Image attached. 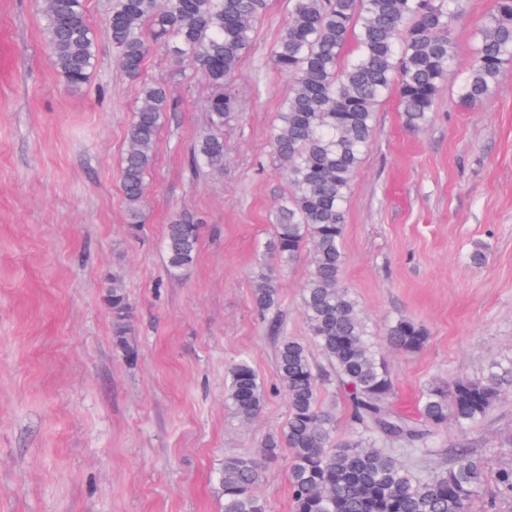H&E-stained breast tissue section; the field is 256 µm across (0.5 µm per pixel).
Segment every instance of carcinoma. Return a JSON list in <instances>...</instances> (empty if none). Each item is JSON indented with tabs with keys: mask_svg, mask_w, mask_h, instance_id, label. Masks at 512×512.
<instances>
[{
	"mask_svg": "<svg viewBox=\"0 0 512 512\" xmlns=\"http://www.w3.org/2000/svg\"><path fill=\"white\" fill-rule=\"evenodd\" d=\"M45 20L49 64L77 88L97 60L96 40L85 0H36ZM467 0H290L287 25L271 54L292 88L277 113L272 161L288 178L268 244L277 261L291 265L307 256L311 272L301 294L310 343L283 335L277 276L261 263L253 274V305L278 338L275 366L288 399L283 428L264 442V456L291 449L288 483L294 512H471L482 498L485 465L464 442L453 444L448 466L416 474L401 460L437 447L436 433L448 421L461 430L483 420L512 390V359L492 362L478 377L461 376L450 386L430 382L419 418L390 405L391 374L376 350L355 295L341 284L346 256V205L355 175L375 136V107L392 91L408 128L425 126L455 61L453 30ZM503 0H491L472 28L474 62L457 87L459 103L472 107L492 95L504 66L512 62V15ZM265 0H114L106 19L118 62L127 77L140 78L149 43L160 44L208 80L204 110L209 133L191 150V166L224 165V124L237 103L231 88L239 62L250 52ZM174 109L160 80L140 84L139 105L126 134L122 188L130 231L139 230L158 130ZM200 218L175 214L165 228L170 276L196 260ZM117 346L136 357L129 341L132 305L124 288L107 296ZM387 344L415 353L427 340L419 322H390ZM334 386L346 397L349 435L336 439L337 421L319 404L320 390ZM226 403L243 423L253 421L264 391L250 360L227 369ZM262 462L251 456L224 458L220 485L224 512H266L256 495Z\"/></svg>",
	"mask_w": 512,
	"mask_h": 512,
	"instance_id": "cac0c4a2",
	"label": "carcinoma"
}]
</instances>
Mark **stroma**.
<instances>
[{
    "instance_id": "stroma-1",
    "label": "stroma",
    "mask_w": 512,
    "mask_h": 512,
    "mask_svg": "<svg viewBox=\"0 0 512 512\" xmlns=\"http://www.w3.org/2000/svg\"><path fill=\"white\" fill-rule=\"evenodd\" d=\"M85 3L97 63L71 88L49 64L35 0H0V512H223L225 457H262L288 414L251 276L288 192L270 154L291 88L271 61L289 2L266 0L238 66L221 172L188 164L207 132V80L163 50L148 55L143 76L164 82L175 109L157 137L135 236L119 163L138 84L116 62L112 0ZM489 6L469 0L455 25L456 61L427 126L405 125L396 94L376 106L347 204L341 282L390 369L393 409L410 418L426 383L512 358V63L477 107L455 94L473 61L471 24ZM181 211L204 224L196 261L172 278L162 237ZM308 275L304 260L278 275L285 333L300 339ZM116 284L133 308L132 362L113 342L106 297ZM400 317L427 329L419 352L385 345L386 324ZM242 356L265 389L249 424L224 398L226 370ZM467 441L486 470L472 512L493 503L512 512L496 480L512 465V393ZM290 458L283 447L264 459L266 512H293Z\"/></svg>"
}]
</instances>
